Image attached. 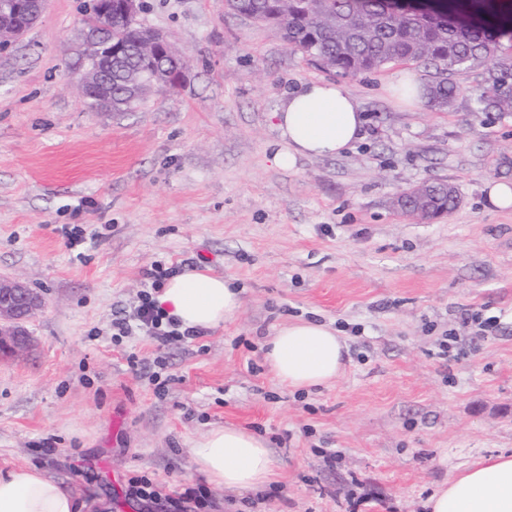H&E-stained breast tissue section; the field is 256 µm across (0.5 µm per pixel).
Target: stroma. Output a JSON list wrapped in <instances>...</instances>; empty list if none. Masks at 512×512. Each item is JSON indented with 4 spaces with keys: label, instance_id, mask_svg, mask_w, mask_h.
Returning <instances> with one entry per match:
<instances>
[{
    "label": "stroma",
    "instance_id": "35a3bbf8",
    "mask_svg": "<svg viewBox=\"0 0 512 512\" xmlns=\"http://www.w3.org/2000/svg\"><path fill=\"white\" fill-rule=\"evenodd\" d=\"M84 2L48 0L0 53V278L44 301L25 322L28 349L0 357V470L37 468L107 512H144L137 476L173 498L205 486L208 512H428L450 477L512 454V208L486 190L512 184V113L478 108L479 72H451L447 110L413 107L398 75L429 84L434 68L345 75L224 0H144L140 21L191 68L179 93L100 112L73 90ZM311 81L346 89L365 136L279 168L273 111ZM425 181L453 185L457 207L423 221L394 207ZM76 226L98 236L79 255L65 236ZM173 266L233 279L234 319L166 346L113 339L145 272ZM466 313L490 327H462ZM301 320L335 328L348 362L298 393L271 374L264 342ZM219 426L266 440V489L227 490L194 469L191 443Z\"/></svg>",
    "mask_w": 512,
    "mask_h": 512
}]
</instances>
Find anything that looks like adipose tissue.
<instances>
[{"instance_id": "1", "label": "adipose tissue", "mask_w": 512, "mask_h": 512, "mask_svg": "<svg viewBox=\"0 0 512 512\" xmlns=\"http://www.w3.org/2000/svg\"><path fill=\"white\" fill-rule=\"evenodd\" d=\"M282 147L275 164L293 169L298 159L342 154L364 136L358 103L332 82L302 84L274 111ZM159 307L181 329H213L231 320L240 294L231 280L205 269L171 277L156 295ZM346 346L323 323L281 326L266 343L265 360L278 381L303 392L336 381L345 371ZM193 464L210 483L227 489L259 490L273 480L265 440L235 427H217L191 446ZM86 503L71 485L31 467L0 472V512H83ZM429 512H512V454L482 459L450 478L430 497Z\"/></svg>"}]
</instances>
